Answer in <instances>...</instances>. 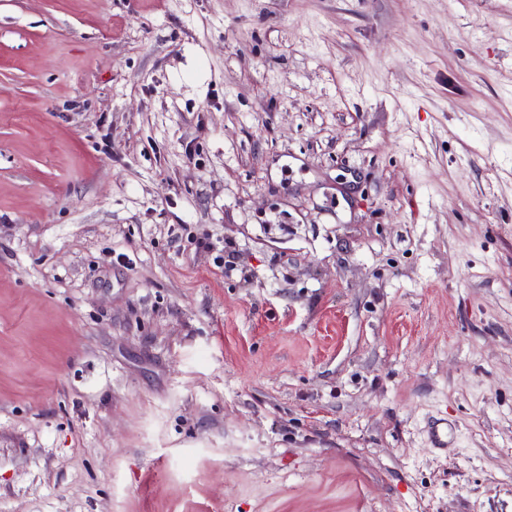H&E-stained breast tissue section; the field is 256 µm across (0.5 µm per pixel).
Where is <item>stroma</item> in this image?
<instances>
[{"mask_svg":"<svg viewBox=\"0 0 512 512\" xmlns=\"http://www.w3.org/2000/svg\"><path fill=\"white\" fill-rule=\"evenodd\" d=\"M0 512H512V0H0Z\"/></svg>","mask_w":512,"mask_h":512,"instance_id":"stroma-1","label":"stroma"}]
</instances>
